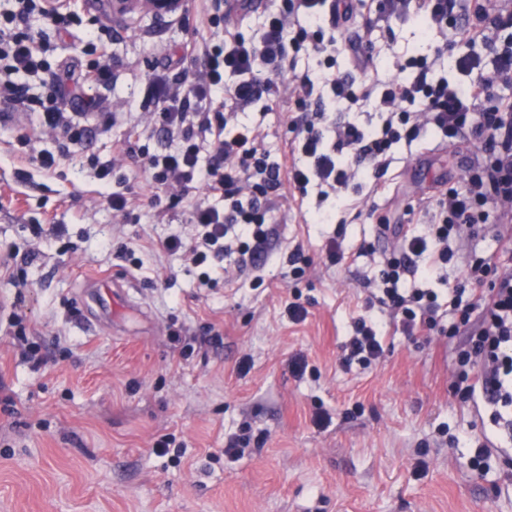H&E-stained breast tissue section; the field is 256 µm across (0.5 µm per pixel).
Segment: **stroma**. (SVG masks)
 I'll return each instance as SVG.
<instances>
[{
	"mask_svg": "<svg viewBox=\"0 0 512 512\" xmlns=\"http://www.w3.org/2000/svg\"><path fill=\"white\" fill-rule=\"evenodd\" d=\"M348 3L351 31L323 29L336 41L332 71H352L355 46L381 80L414 56L460 81L424 18L381 22L379 0ZM102 5L70 0L81 22L64 31L31 17L49 67L22 78L34 98L59 84L75 120L97 130L87 148L47 171L19 162L18 129L0 125V257L17 254L0 271V294L25 315L26 341L48 355L33 368L0 313V512H512V433L482 396L467 398L462 336L405 335L368 310L362 286L392 253L395 227L423 223L411 205L436 184L461 185L476 147H398L382 198L368 195V169L339 197L313 190L287 200L263 269L228 286L217 264L212 287H198L196 269L161 244L188 235L192 204L223 200L192 189L168 210L140 160L104 178L90 161L111 160L131 137L165 150L148 78L193 80L202 61L190 48L213 38L218 0H186L167 22L107 19ZM103 59L110 83L82 82ZM297 116L280 94L237 108L235 120L258 128L279 160ZM113 188L132 197L128 215L108 205ZM35 224L66 233L38 240ZM332 236L345 253L335 266L325 250ZM297 247L299 279L287 263ZM112 279L133 288L109 296ZM296 301L308 311L299 322L287 311ZM365 312L385 336L384 356L367 369L343 360L352 320ZM232 436L247 439L244 453L225 454ZM162 440L163 456L154 451ZM481 446L491 456L479 472L469 461Z\"/></svg>",
	"mask_w": 512,
	"mask_h": 512,
	"instance_id": "1",
	"label": "stroma"
}]
</instances>
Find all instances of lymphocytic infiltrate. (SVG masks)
<instances>
[{
    "label": "lymphocytic infiltrate",
    "mask_w": 512,
    "mask_h": 512,
    "mask_svg": "<svg viewBox=\"0 0 512 512\" xmlns=\"http://www.w3.org/2000/svg\"><path fill=\"white\" fill-rule=\"evenodd\" d=\"M46 0H15L14 9L0 21V103L12 111L29 106L31 99L16 74L44 69L46 46L30 33L32 14L47 17L55 27H68L77 17L68 8L48 11ZM283 13L268 19L259 42L241 30L238 4H231L217 32L218 44L202 43L197 51L205 64L191 84H164L158 95L160 110L156 129L174 147L160 154L141 152L129 142L120 155L139 157L150 171L155 188L171 191L181 199L190 187L200 186L206 195L222 197L223 209L197 203L192 210L190 236H173L162 244L199 268L200 287H211L206 270L212 261L236 256L237 268L257 265L273 236L272 215L283 195L305 198L310 188L329 196L348 187L364 163L388 170L395 160L396 145L420 144L428 135L440 142L478 143L481 146L468 168L469 176L457 188H446L419 199L417 207L427 216L422 229L400 228L401 247L384 262L377 279L366 281L371 304L386 313L406 334L435 330L449 310H457L470 323L468 340L459 354L462 370L478 367L479 381L496 410L495 421L512 427V265L490 278V264L470 253L464 265L466 287H453L447 302L434 289L416 280L417 271L448 281V267L459 255V244L490 231L500 239H512V100L493 109L480 108L479 100L497 84L512 85V47L495 50L492 61L467 50L455 57L463 79L449 83L434 77L427 60L408 58L405 78L388 85L372 83L382 123L365 129L350 122H330L337 100L354 99L355 80L350 75L330 76L317 87L305 76L291 77L292 92L303 112L295 125L292 153L304 164L271 160L259 130L236 124L233 113L212 106L215 92H223L235 105L248 106L271 93L274 81L288 75L285 31L298 17L317 22L324 9L338 11L337 0H285ZM386 17L408 20L411 13L424 15L444 42H455L459 30L483 40L488 30L512 28V8L505 0H383ZM233 74L225 84V74ZM47 105L39 127L21 136L26 160L46 170L56 169L89 138V127L73 123L66 104L56 93L46 95ZM61 131L55 151H34L33 136ZM207 142L211 160L199 167L200 142ZM348 152L339 160V152ZM347 345V362L369 367L383 353L376 322L355 318Z\"/></svg>",
    "instance_id": "lymphocytic-infiltrate-1"
}]
</instances>
